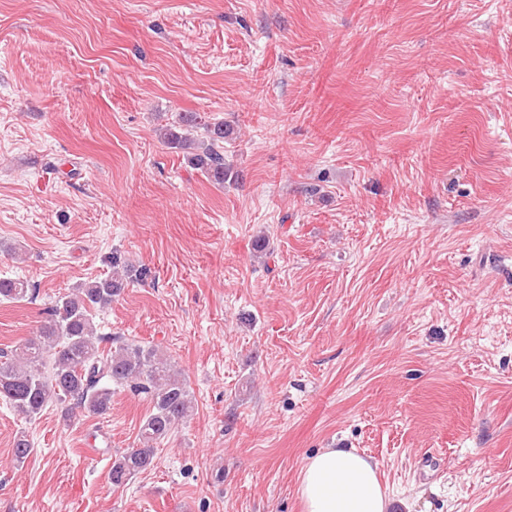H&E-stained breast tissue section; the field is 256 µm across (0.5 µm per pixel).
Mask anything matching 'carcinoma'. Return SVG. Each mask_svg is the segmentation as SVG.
Masks as SVG:
<instances>
[{
    "mask_svg": "<svg viewBox=\"0 0 512 512\" xmlns=\"http://www.w3.org/2000/svg\"><path fill=\"white\" fill-rule=\"evenodd\" d=\"M199 129L204 131L200 138L194 135ZM232 135L231 126L210 122L197 112L184 113L179 125L164 133L169 148L182 152L191 166L217 184L234 175L224 159V140ZM110 265L107 277L57 297L33 335L0 350V398L27 417L52 403L64 404L65 416L75 419L107 414L116 387L143 396L150 412L142 420L138 444L112 460L110 480L119 487L154 466L157 444L189 416L192 395L172 359L159 349L97 333L94 313L112 307L129 282L150 276L149 270L129 266L117 256ZM35 295L20 279L0 278V300L32 301ZM31 453L26 436L16 437L15 463L24 465Z\"/></svg>",
    "mask_w": 512,
    "mask_h": 512,
    "instance_id": "carcinoma-1",
    "label": "carcinoma"
}]
</instances>
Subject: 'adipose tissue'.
Masks as SVG:
<instances>
[{
	"mask_svg": "<svg viewBox=\"0 0 512 512\" xmlns=\"http://www.w3.org/2000/svg\"><path fill=\"white\" fill-rule=\"evenodd\" d=\"M304 512H387L388 497L369 458L350 448H324L303 466Z\"/></svg>",
	"mask_w": 512,
	"mask_h": 512,
	"instance_id": "obj_1",
	"label": "adipose tissue"
}]
</instances>
